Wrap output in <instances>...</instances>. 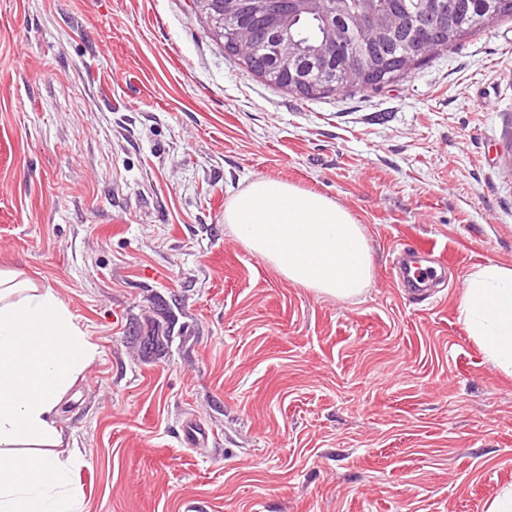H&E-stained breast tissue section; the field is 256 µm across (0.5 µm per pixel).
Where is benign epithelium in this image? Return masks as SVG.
<instances>
[{
	"instance_id": "obj_1",
	"label": "benign epithelium",
	"mask_w": 512,
	"mask_h": 512,
	"mask_svg": "<svg viewBox=\"0 0 512 512\" xmlns=\"http://www.w3.org/2000/svg\"><path fill=\"white\" fill-rule=\"evenodd\" d=\"M329 0H198L210 7L209 23L219 36L225 38L224 46L232 51H244L256 43L254 32L242 25L247 15L271 19L275 32L263 42L265 55L276 60L273 69H266L261 77L281 83L286 89L304 96H314L318 91L336 85V72L320 65L318 78L310 81L298 72L299 50L289 32V26L303 14L313 13L324 22L325 47L312 53L315 62L323 61L330 45L341 44L349 48L350 62L344 67L345 78L353 84L377 85L385 80L381 70L368 53V46L383 39L395 40L402 68L408 70L418 58L433 51V43L420 39L398 41L406 31L419 35L431 28L444 26L448 15V0H425L419 10L390 9L383 14H356L347 19L336 17V9L328 8Z\"/></svg>"
}]
</instances>
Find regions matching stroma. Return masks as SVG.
<instances>
[{
    "label": "stroma",
    "mask_w": 512,
    "mask_h": 512,
    "mask_svg": "<svg viewBox=\"0 0 512 512\" xmlns=\"http://www.w3.org/2000/svg\"><path fill=\"white\" fill-rule=\"evenodd\" d=\"M258 177L353 216L363 295L243 246L224 207ZM423 242L449 263L417 303L392 261ZM490 263L512 266V17L305 98L195 0H0V269L98 347L58 419L85 512H486L512 487V376L457 306ZM171 311L182 340L144 352Z\"/></svg>",
    "instance_id": "35a3bbf8"
}]
</instances>
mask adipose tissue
Listing matches in <instances>:
<instances>
[{
  "label": "adipose tissue",
  "mask_w": 512,
  "mask_h": 512,
  "mask_svg": "<svg viewBox=\"0 0 512 512\" xmlns=\"http://www.w3.org/2000/svg\"><path fill=\"white\" fill-rule=\"evenodd\" d=\"M224 222L294 285L338 300L370 285L362 227L325 195L260 177L225 205ZM458 318L487 360L512 374V267L472 272ZM97 355L52 289L0 271V512H84L56 414Z\"/></svg>",
  "instance_id": "obj_1"
}]
</instances>
